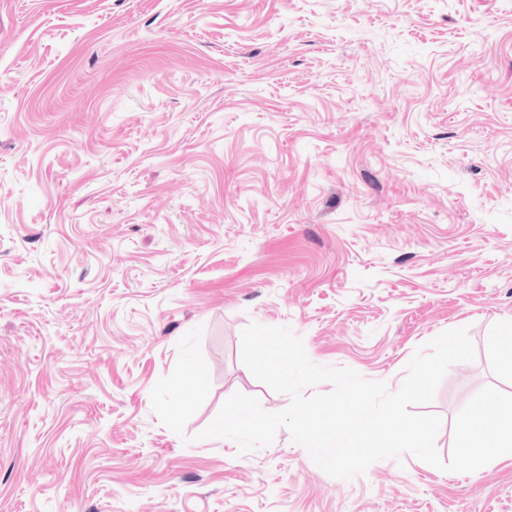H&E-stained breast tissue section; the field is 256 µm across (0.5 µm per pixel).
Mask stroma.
Instances as JSON below:
<instances>
[{"mask_svg": "<svg viewBox=\"0 0 512 512\" xmlns=\"http://www.w3.org/2000/svg\"><path fill=\"white\" fill-rule=\"evenodd\" d=\"M428 412L512 394V0H0V512H512V456L327 475L279 430L197 440L250 323ZM202 327L176 435L150 392Z\"/></svg>", "mask_w": 512, "mask_h": 512, "instance_id": "35a3bbf8", "label": "stroma"}]
</instances>
